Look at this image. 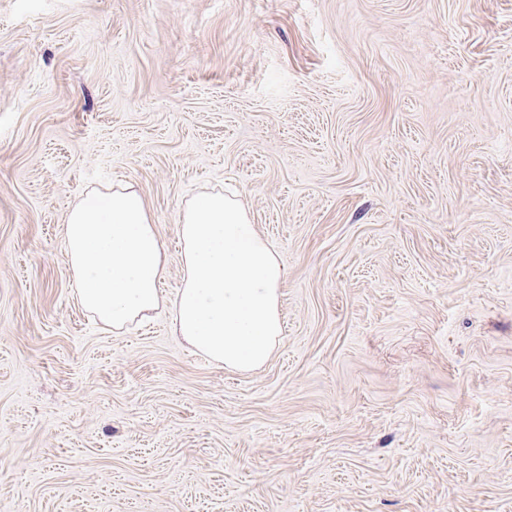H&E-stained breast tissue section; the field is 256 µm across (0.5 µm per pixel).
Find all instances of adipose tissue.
<instances>
[{
  "label": "adipose tissue",
  "mask_w": 512,
  "mask_h": 512,
  "mask_svg": "<svg viewBox=\"0 0 512 512\" xmlns=\"http://www.w3.org/2000/svg\"><path fill=\"white\" fill-rule=\"evenodd\" d=\"M178 234L182 285L167 295L165 242L139 188L120 182L90 190L63 236L81 306L116 331L168 308L173 334L195 353L233 370L260 367L282 333L286 270L276 251L220 192L189 200Z\"/></svg>",
  "instance_id": "adipose-tissue-1"
}]
</instances>
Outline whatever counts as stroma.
Masks as SVG:
<instances>
[{"instance_id":"obj_1","label":"stroma","mask_w":512,"mask_h":512,"mask_svg":"<svg viewBox=\"0 0 512 512\" xmlns=\"http://www.w3.org/2000/svg\"><path fill=\"white\" fill-rule=\"evenodd\" d=\"M234 190L238 372L75 297L63 227ZM0 512H512V0H0Z\"/></svg>"}]
</instances>
